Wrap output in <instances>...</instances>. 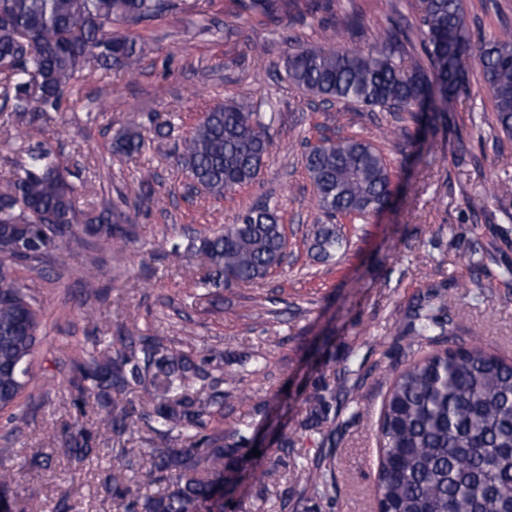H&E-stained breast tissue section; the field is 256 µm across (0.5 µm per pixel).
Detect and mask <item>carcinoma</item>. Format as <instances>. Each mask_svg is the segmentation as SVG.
<instances>
[{
	"label": "carcinoma",
	"instance_id": "1",
	"mask_svg": "<svg viewBox=\"0 0 512 512\" xmlns=\"http://www.w3.org/2000/svg\"><path fill=\"white\" fill-rule=\"evenodd\" d=\"M175 0H0V124L28 122L40 131L49 113L77 88L86 70L133 71L147 45L129 28L162 18ZM244 13L277 20L288 0H238ZM385 37L363 46L337 48L334 26L322 27V45L293 43L284 78L309 99L362 110L405 112L418 123L423 113L437 119L464 88L469 72H480L493 100L499 131L512 139V26L488 40L474 41L462 0H423L417 29L421 57L414 64L403 48L409 39L402 14L391 7ZM272 146L267 127L249 109L218 103L177 147L189 186L214 198L257 180ZM146 147L136 120L112 143V152L133 157ZM23 175L0 191V412L12 411L30 384V367L43 311L21 283L18 270L41 263L39 250L83 248L86 238L108 240L126 249L132 231L102 213L79 223L80 192L72 173L45 141L31 143ZM305 168L316 189L320 213L310 250L322 261L342 245L339 218H366L383 210L392 195L390 167L375 145L360 137L305 144ZM286 235L276 208L267 203L241 213L235 224L187 238L185 251L200 256L198 284L216 297L251 285L282 265ZM462 296L484 294L478 276L454 280ZM468 328L448 298L434 291L412 306L399 334L419 347L442 344L405 363L390 382L377 420L378 475L374 486L382 512H512V361L487 346L465 343ZM186 343L167 336L123 331L112 348L93 350L76 362L69 384L78 410L63 445L83 461L110 447L112 469L103 485L117 512H224V487L264 481L267 469H239L225 476L226 452L250 453V424L226 433L213 426L224 416V357H198ZM105 410L103 427L90 429L87 400ZM298 427L279 437L283 452L294 447L299 430L336 428L321 416L326 397L307 398ZM149 449V466L135 468V448ZM301 465V479L321 512L336 490L327 458ZM13 476L0 473V512L18 509Z\"/></svg>",
	"mask_w": 512,
	"mask_h": 512
}]
</instances>
